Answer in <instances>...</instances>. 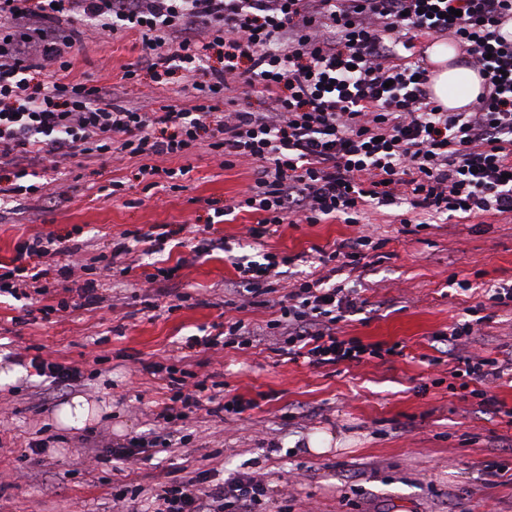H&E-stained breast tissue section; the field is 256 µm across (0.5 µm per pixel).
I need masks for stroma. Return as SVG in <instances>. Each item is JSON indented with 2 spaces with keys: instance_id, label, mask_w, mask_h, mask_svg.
I'll return each instance as SVG.
<instances>
[{
  "instance_id": "stroma-1",
  "label": "stroma",
  "mask_w": 512,
  "mask_h": 512,
  "mask_svg": "<svg viewBox=\"0 0 512 512\" xmlns=\"http://www.w3.org/2000/svg\"><path fill=\"white\" fill-rule=\"evenodd\" d=\"M63 27L84 37L74 55L77 79L115 85L120 101L147 96L158 107L183 106L177 91L192 76L175 73L164 86L147 72L137 83L120 81L122 67L141 60L139 36H101L77 15ZM185 163L191 170L172 190L151 187L128 160L38 170L37 182L64 187L69 200L0 202V264L36 234L75 232L104 250L125 231L212 225L237 241L255 215L242 211L219 222L208 203L241 198L251 164L224 170L203 152ZM115 181L125 183L123 194L111 195ZM372 229L383 245L357 271L362 310L339 329L367 343L400 344L402 354L312 369L279 355L267 340L246 352L227 346L199 353L195 371L222 383L221 400L240 396L254 405L239 414L189 413L169 424L171 447L151 458L115 462L103 451L151 437L170 391L148 367L174 363L187 338L223 323L225 286L235 278L230 254L195 255L177 234L156 256L146 243L134 244L135 267L119 287L104 283L97 308L77 307L73 291L20 301L1 295L0 371L18 376L0 384V512H145L146 493L159 485L203 476L212 486L241 473L287 490L286 512H512V479L485 470L493 461L512 465V428L448 389L455 360L433 342L483 302L485 288L512 285V221L443 220L413 234L377 213ZM356 235V226L331 220L285 227L266 245L296 262L274 288L287 293L289 282L314 271L299 254ZM156 259L181 267L163 298L140 286L144 265ZM452 278L469 281L471 290L449 287ZM63 298L72 309L57 322L41 320L40 307ZM490 314L474 346L502 359L512 351V306ZM36 356L79 368L81 384L66 388L38 376L29 364ZM78 395L100 407L98 418L81 429L62 426L57 411ZM321 432L332 434L333 444L318 454L307 444ZM36 437L48 442L39 457L29 448ZM138 487L142 496L126 499Z\"/></svg>"
}]
</instances>
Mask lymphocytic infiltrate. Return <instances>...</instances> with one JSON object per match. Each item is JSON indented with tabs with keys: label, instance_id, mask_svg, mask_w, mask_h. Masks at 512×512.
I'll use <instances>...</instances> for the list:
<instances>
[{
	"label": "lymphocytic infiltrate",
	"instance_id": "obj_1",
	"mask_svg": "<svg viewBox=\"0 0 512 512\" xmlns=\"http://www.w3.org/2000/svg\"><path fill=\"white\" fill-rule=\"evenodd\" d=\"M81 12L105 35L138 34L141 67L155 83L175 71H206L191 85L192 107L163 110L116 102L110 85L71 75L77 33L64 17ZM512 20V0H0V28L26 29L0 37V166L14 171L0 196L36 192L30 169L44 162L82 166L102 154L137 158L141 174L176 179L185 168L158 159L207 153L221 168L253 164V182L225 214H257L246 229L253 255L235 259L233 305L270 298L280 316L269 321L278 352L313 368L362 363L399 353L340 336L337 324L358 311L356 289L325 276L295 280L274 295L270 281L288 259L263 250L265 237L285 224L338 220L361 225L351 243L315 247L328 274L356 269L379 246L366 225L393 209L404 225L424 228L443 216L471 220L512 217V42L500 33ZM452 35L481 79L473 105L451 112L433 96L417 42ZM222 67L206 69L211 51ZM50 83H35L43 70ZM265 99V111L247 103ZM131 253L125 237L84 257L81 244L50 235L19 242L11 265H0V294L25 287L27 261L55 259L60 282L82 281L84 304L100 302V279L113 277ZM172 395L159 417L169 424L187 410L215 402L189 369L153 363ZM504 369L497 359L460 355L450 375L479 408L512 419L492 388ZM151 512H272L263 476L241 473L205 490L200 480L164 485Z\"/></svg>",
	"mask_w": 512,
	"mask_h": 512
}]
</instances>
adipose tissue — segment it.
<instances>
[{"mask_svg":"<svg viewBox=\"0 0 512 512\" xmlns=\"http://www.w3.org/2000/svg\"><path fill=\"white\" fill-rule=\"evenodd\" d=\"M456 54V49L449 45H436L429 51L435 65L431 76L432 93L452 112L466 109L481 91V80L476 72L454 65Z\"/></svg>","mask_w":512,"mask_h":512,"instance_id":"adipose-tissue-1","label":"adipose tissue"}]
</instances>
